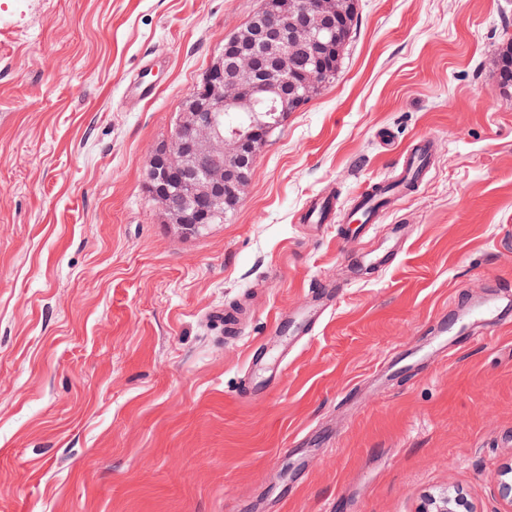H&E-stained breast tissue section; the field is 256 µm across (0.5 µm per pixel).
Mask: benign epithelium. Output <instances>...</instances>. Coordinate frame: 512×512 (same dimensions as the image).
I'll return each mask as SVG.
<instances>
[{
	"instance_id": "1",
	"label": "benign epithelium",
	"mask_w": 512,
	"mask_h": 512,
	"mask_svg": "<svg viewBox=\"0 0 512 512\" xmlns=\"http://www.w3.org/2000/svg\"><path fill=\"white\" fill-rule=\"evenodd\" d=\"M357 0H261L258 11L207 67L178 113L170 138L153 151L145 186L166 223L187 234L234 211L247 187L254 158L288 113L325 88L352 32ZM315 51L314 63L297 71L295 50ZM272 99L275 122L250 107ZM183 187L174 206L161 191ZM469 509L460 497H433L422 512Z\"/></svg>"
}]
</instances>
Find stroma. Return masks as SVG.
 Instances as JSON below:
<instances>
[{
    "label": "stroma",
    "mask_w": 512,
    "mask_h": 512,
    "mask_svg": "<svg viewBox=\"0 0 512 512\" xmlns=\"http://www.w3.org/2000/svg\"><path fill=\"white\" fill-rule=\"evenodd\" d=\"M259 6L0 0V512L512 507V326L436 333L512 289V0H358L335 80L187 235L145 172ZM144 74L157 95L129 101ZM417 151L414 188L351 223ZM382 196L370 195L368 191L362 193L356 202L355 210L351 214V219L356 217L353 222H362L357 224H368L372 214L380 207Z\"/></svg>",
    "instance_id": "35a3bbf8"
}]
</instances>
